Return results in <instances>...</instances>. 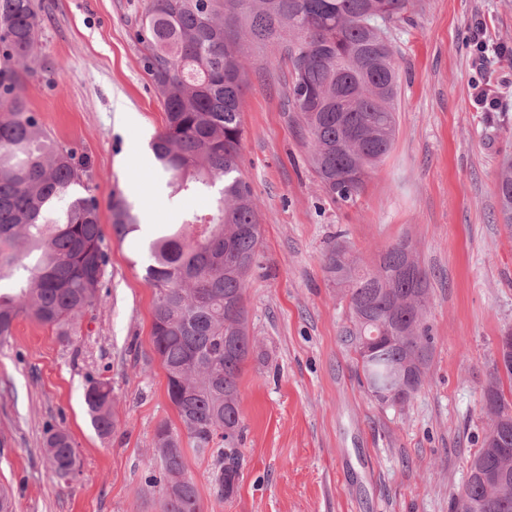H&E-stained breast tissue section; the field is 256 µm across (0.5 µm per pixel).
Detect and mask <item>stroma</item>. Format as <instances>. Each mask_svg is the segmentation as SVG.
<instances>
[{"instance_id":"stroma-1","label":"stroma","mask_w":512,"mask_h":512,"mask_svg":"<svg viewBox=\"0 0 512 512\" xmlns=\"http://www.w3.org/2000/svg\"><path fill=\"white\" fill-rule=\"evenodd\" d=\"M40 53L23 94L51 137L76 149L99 198L109 261L101 301L66 337L26 318L0 343V488L15 512H160L155 430L179 427L152 345V290L142 276L162 224L208 210L210 188L170 196L150 148L165 125L162 97L135 39L146 0H36ZM512 46V0H416L399 23L398 133L356 204L334 203L309 163L306 132L285 104L282 45L245 43L239 158L262 225L248 279V333L256 342L238 382L242 441L232 498L217 493L213 458L183 440L203 512H450L489 419L483 391L500 334L512 329V229L498 213L499 163L512 156V65L495 63L501 107L472 99V39ZM139 196H132V186ZM139 212L140 232L117 238L112 194ZM343 234L365 263L410 241L430 288L433 357L403 409L360 385L346 339L345 298L323 255ZM112 386L119 424L92 426L85 392ZM73 438L80 467L52 474L48 428Z\"/></svg>"}]
</instances>
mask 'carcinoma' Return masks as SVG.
Wrapping results in <instances>:
<instances>
[{
  "instance_id": "1",
  "label": "carcinoma",
  "mask_w": 512,
  "mask_h": 512,
  "mask_svg": "<svg viewBox=\"0 0 512 512\" xmlns=\"http://www.w3.org/2000/svg\"><path fill=\"white\" fill-rule=\"evenodd\" d=\"M412 0H148L136 39L143 66L158 88L165 126L152 143L172 192L187 195L224 182L214 208L187 215L149 244L142 266L153 289L152 343L167 376V395L182 430L166 422L155 432L165 493L161 512H202L196 483L185 472L181 432L202 457L215 458L214 482L230 498L239 479L241 415L238 380L254 349L245 303L248 275L261 241L253 189L239 172L241 105L248 56L232 26L245 16L252 38L288 40V101L309 134L310 163L327 196L355 204L370 169L397 134L400 74L392 31ZM35 0H0V274L23 271L18 289L0 293V341L25 317L68 335L101 300L108 262L100 201L83 183L72 149L48 136L29 111L21 74L37 57ZM500 216L512 227V159L499 169ZM119 238L140 219L120 195L109 202ZM330 281L344 287L349 342L370 393L421 389L433 356L426 322L429 285L413 245L399 241L368 268L343 240L325 254ZM509 381L504 393L502 378ZM487 416L512 421V366L494 368L484 390ZM91 423L102 435L117 427L112 386L85 392ZM499 432L489 428L471 463L466 512H512V479L501 483ZM44 454L60 478L76 466L74 442L48 432Z\"/></svg>"
}]
</instances>
